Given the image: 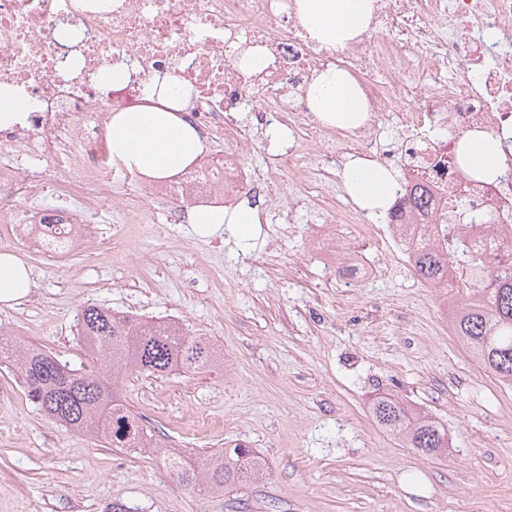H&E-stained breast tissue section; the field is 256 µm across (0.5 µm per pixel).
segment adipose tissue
Instances as JSON below:
<instances>
[{
  "label": "adipose tissue",
  "mask_w": 512,
  "mask_h": 512,
  "mask_svg": "<svg viewBox=\"0 0 512 512\" xmlns=\"http://www.w3.org/2000/svg\"><path fill=\"white\" fill-rule=\"evenodd\" d=\"M374 0H295L300 24L323 45L343 46L368 28ZM143 105L113 113L107 124L112 163L155 180H168L191 167L205 146L188 109L193 90L170 77L148 78ZM307 103L326 126L353 130L368 119L361 88L352 75L331 65L307 85ZM469 172L493 179L505 172L504 146L487 131H470L460 140ZM341 177L355 205L366 214L391 205L397 189L394 170L366 157H352ZM186 221L198 237L228 236L237 250L253 248L263 217L250 200L235 207L196 206ZM33 286L27 265L14 253L0 251V304L11 306L25 299Z\"/></svg>",
  "instance_id": "1"
}]
</instances>
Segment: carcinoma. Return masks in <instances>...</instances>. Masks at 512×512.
<instances>
[{"label": "carcinoma", "instance_id": "obj_1", "mask_svg": "<svg viewBox=\"0 0 512 512\" xmlns=\"http://www.w3.org/2000/svg\"><path fill=\"white\" fill-rule=\"evenodd\" d=\"M429 199L420 191L404 189L389 212L402 206L422 209ZM458 224L498 225L493 211L462 207ZM415 276L436 285L447 269L465 266L470 286L458 291L451 328L464 350L497 381L512 389V264L491 271L479 256L464 248L443 256L427 242L412 256ZM79 343L100 371L75 369L56 355L25 345L0 331V363L8 361L22 376L32 402L50 419L74 432L90 434L110 448L154 452L159 448L154 430L127 404L122 385L134 374L164 377L182 368L198 372L223 363L213 344L190 336L172 323L142 321L89 304L77 317ZM375 421L415 452L448 457V428L393 394H381L369 405ZM163 463L179 483L209 494L241 489L264 478V459L250 446L237 443L199 458L171 448Z\"/></svg>", "mask_w": 512, "mask_h": 512}]
</instances>
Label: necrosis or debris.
<instances>
[{
	"instance_id": "necrosis-or-debris-1",
	"label": "necrosis or debris",
	"mask_w": 512,
	"mask_h": 512,
	"mask_svg": "<svg viewBox=\"0 0 512 512\" xmlns=\"http://www.w3.org/2000/svg\"><path fill=\"white\" fill-rule=\"evenodd\" d=\"M372 26L381 37L342 47L312 40L299 23L293 0H0V87L19 89L31 102L24 123L0 130V220L28 245L47 251L62 241L72 249L81 232L43 223L41 210L18 212L14 200L37 198L46 178L80 182L75 196L90 212L112 207L100 187L112 179L103 128L109 113L137 105L144 80L166 75L190 85L200 134L225 144L217 169L195 171L160 197L188 205L205 194L233 196L253 174L241 160L244 118L289 132L322 137L346 154L370 151L386 113H393L401 145L384 162L401 165L405 181L431 196L426 211H400L372 224L341 207L366 251H336V235L324 231L314 250L331 270L367 267L369 249L386 260L410 262L418 241L448 250L458 237L484 264L512 261L502 236L512 237V177L491 182L465 179L454 161L455 135L512 127V52L499 36L512 33V0H374ZM80 32L68 42L60 28ZM251 48L272 63L249 74L238 66ZM335 64L360 83L370 113L366 126L345 134L323 126L310 110L306 87L314 74ZM127 67L125 85L103 84V72ZM49 159L51 175L23 172L22 158ZM501 217L500 237L488 229L452 224L461 205Z\"/></svg>"
}]
</instances>
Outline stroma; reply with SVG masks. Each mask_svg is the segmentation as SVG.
I'll list each match as a JSON object with an SVG mask.
<instances>
[{
	"mask_svg": "<svg viewBox=\"0 0 512 512\" xmlns=\"http://www.w3.org/2000/svg\"><path fill=\"white\" fill-rule=\"evenodd\" d=\"M302 178L274 170L273 127L252 125L240 147L266 222L255 249L190 234L171 221L153 182L117 169L121 212L92 217L94 237L63 258L33 252L0 223V250L30 268L34 288L0 305V330L70 366L86 361L76 319L95 303L179 322L224 352L222 366L162 378L135 375L127 402L160 444L203 457L244 441L265 459L263 482L224 495L180 484L159 457L104 447L66 430L0 366V512H512V389L462 349L438 289L405 266L375 260L366 275L329 272L311 253L318 231L358 248L335 148L305 135ZM435 414L453 446L436 459L403 447L369 414L376 391Z\"/></svg>",
	"mask_w": 512,
	"mask_h": 512,
	"instance_id": "stroma-1",
	"label": "stroma"
}]
</instances>
